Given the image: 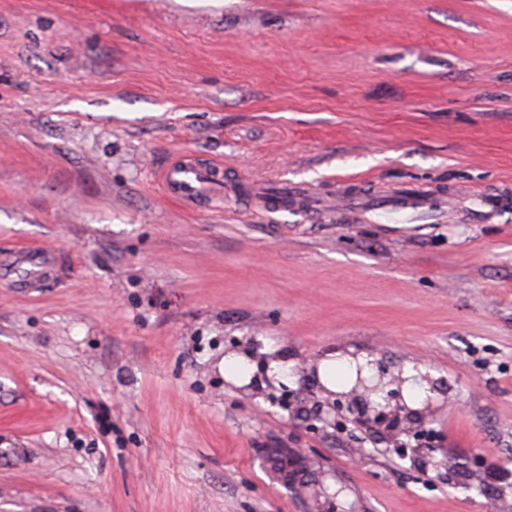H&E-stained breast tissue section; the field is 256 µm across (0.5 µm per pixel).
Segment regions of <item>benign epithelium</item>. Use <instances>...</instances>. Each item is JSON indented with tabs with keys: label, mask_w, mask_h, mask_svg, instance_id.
I'll list each match as a JSON object with an SVG mask.
<instances>
[{
	"label": "benign epithelium",
	"mask_w": 512,
	"mask_h": 512,
	"mask_svg": "<svg viewBox=\"0 0 512 512\" xmlns=\"http://www.w3.org/2000/svg\"><path fill=\"white\" fill-rule=\"evenodd\" d=\"M368 366L374 371L371 378L377 381V385H363L348 393L328 394L326 404L333 417L318 414L316 420L335 425L342 417L352 418L359 424H369L392 433L408 423L412 425L416 440H421L426 410L410 411L406 408L400 380L390 373L383 361L374 359Z\"/></svg>",
	"instance_id": "7a95c632"
}]
</instances>
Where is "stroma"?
<instances>
[{"label":"stroma","instance_id":"stroma-1","mask_svg":"<svg viewBox=\"0 0 512 512\" xmlns=\"http://www.w3.org/2000/svg\"><path fill=\"white\" fill-rule=\"evenodd\" d=\"M224 165L207 210L164 196ZM367 197V222L247 193ZM446 211L388 218L391 193ZM0 512H512V0H0ZM285 385L226 381L225 356ZM423 366L429 464L311 428L329 353ZM301 449L331 495L265 455ZM481 456L485 493L445 462ZM160 182L168 198L215 208L223 202L224 165L199 163L192 158L173 161L161 168ZM288 362L283 360L268 359L265 362H256L237 355L224 357L220 364V371L227 381L242 385L254 381L275 380L284 382L290 379V367ZM236 371L241 377L236 376Z\"/></svg>","mask_w":512,"mask_h":512}]
</instances>
